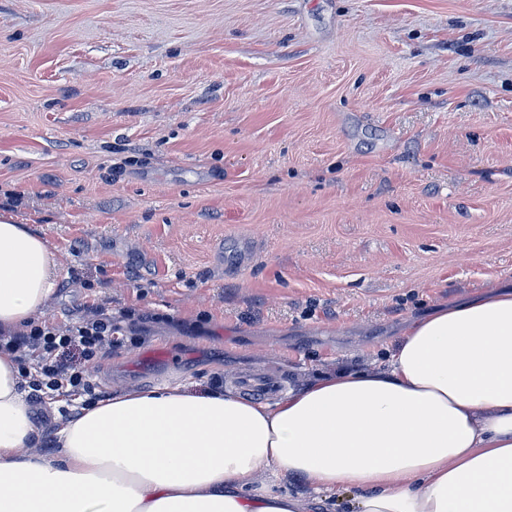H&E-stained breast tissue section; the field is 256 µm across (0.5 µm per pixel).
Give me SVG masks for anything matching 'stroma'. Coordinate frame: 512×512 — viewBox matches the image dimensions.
Returning a JSON list of instances; mask_svg holds the SVG:
<instances>
[{
    "label": "stroma",
    "mask_w": 512,
    "mask_h": 512,
    "mask_svg": "<svg viewBox=\"0 0 512 512\" xmlns=\"http://www.w3.org/2000/svg\"><path fill=\"white\" fill-rule=\"evenodd\" d=\"M2 211L101 395L369 365L512 287V0H0Z\"/></svg>",
    "instance_id": "35a3bbf8"
}]
</instances>
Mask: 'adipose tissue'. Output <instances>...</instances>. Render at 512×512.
Listing matches in <instances>:
<instances>
[{"label": "adipose tissue", "instance_id": "adipose-tissue-1", "mask_svg": "<svg viewBox=\"0 0 512 512\" xmlns=\"http://www.w3.org/2000/svg\"><path fill=\"white\" fill-rule=\"evenodd\" d=\"M56 263L0 213V329L36 319ZM28 382L0 353V512H309L273 490L353 493L354 512H512V289L411 318L385 363L309 379L272 404L123 388L32 451Z\"/></svg>", "mask_w": 512, "mask_h": 512}]
</instances>
